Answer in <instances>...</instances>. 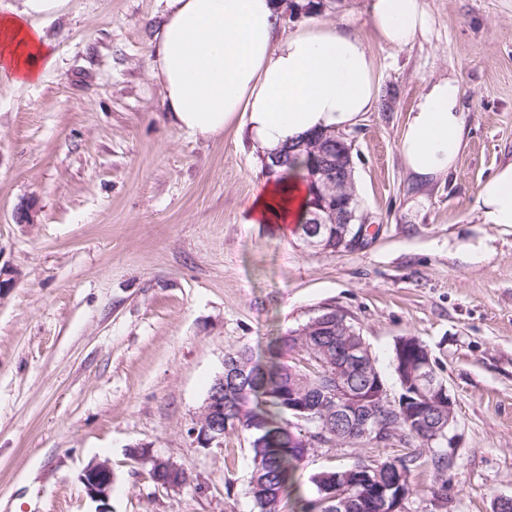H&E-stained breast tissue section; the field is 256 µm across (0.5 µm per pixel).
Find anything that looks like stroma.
I'll return each instance as SVG.
<instances>
[{
    "mask_svg": "<svg viewBox=\"0 0 512 512\" xmlns=\"http://www.w3.org/2000/svg\"><path fill=\"white\" fill-rule=\"evenodd\" d=\"M422 34L383 43L371 0H323L284 31L360 34L376 101L351 127L368 243L307 247L295 226L252 224L267 174L246 126L178 128L148 65L164 0H66L39 25L56 53L41 81L0 79V512H97L80 480L114 473L110 512H251L248 435L200 447L192 429L228 352L263 346L332 307L365 337L390 393L397 337H419L457 400L455 465L417 469L407 512H492L512 496V227L483 224L479 184L512 161V0H424ZM455 78L466 146L415 185L400 140L430 82ZM32 219L18 221L19 208ZM187 470L155 484L130 448ZM315 448L311 474L405 453Z\"/></svg>",
    "mask_w": 512,
    "mask_h": 512,
    "instance_id": "1",
    "label": "stroma"
}]
</instances>
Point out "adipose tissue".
Instances as JSON below:
<instances>
[{
	"label": "adipose tissue",
	"mask_w": 512,
	"mask_h": 512,
	"mask_svg": "<svg viewBox=\"0 0 512 512\" xmlns=\"http://www.w3.org/2000/svg\"><path fill=\"white\" fill-rule=\"evenodd\" d=\"M64 0H23L0 13V78L40 80L56 61L37 20ZM371 21L386 43L402 47L426 23L423 0H373ZM279 0H166L165 20L149 51L153 78L173 122L188 133L217 137L244 120L262 152L314 131L354 126L376 98V75L364 40L332 24L283 33ZM465 114L456 79L433 82L402 132L406 171L425 184L454 169L464 149ZM307 190L301 179H269L254 196L255 224H295ZM484 224L512 226V162L477 193Z\"/></svg>",
	"instance_id": "adipose-tissue-1"
}]
</instances>
